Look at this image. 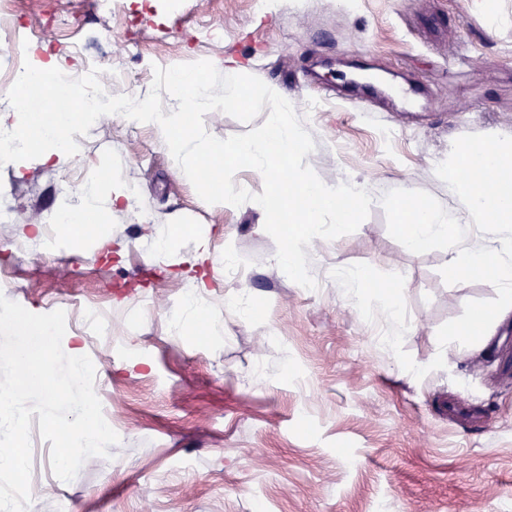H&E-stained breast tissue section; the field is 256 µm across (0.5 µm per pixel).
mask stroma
<instances>
[{
    "mask_svg": "<svg viewBox=\"0 0 512 512\" xmlns=\"http://www.w3.org/2000/svg\"><path fill=\"white\" fill-rule=\"evenodd\" d=\"M217 28L215 40L198 32ZM49 44L75 89L87 69L96 87L171 108L173 69L193 70L216 95L226 56L246 67L247 95L273 87L302 128L285 169L327 185L361 183L343 220L322 214L297 274L281 268L286 245L277 199L260 176H228L229 207L210 199L204 158L174 165L156 129L110 112L71 135L84 164L23 167L0 161V294L33 313L66 314L63 344L80 338L94 364L103 415L119 435L108 456L57 478L50 442L31 429L40 463L27 512H512V314L487 348L449 350L445 367L415 378L376 342L385 317L362 319L332 278L336 265L367 263L405 279V351L416 364L439 355L437 331L471 300L496 298L486 282L446 283L449 250L409 251L387 229L393 189L457 204L436 166L458 137L512 136V0H0V49ZM421 85L419 109L351 89L355 74ZM268 105L198 114L206 140L258 136ZM107 170L136 191L133 209L88 234L52 215ZM268 198L267 209L256 198ZM183 224L163 252L154 237ZM41 225L33 242L26 225ZM108 238L106 257L94 246ZM231 253L238 278L203 263L202 323L178 318L190 290L187 258ZM108 314L89 327L85 305ZM469 400L472 426L449 419Z\"/></svg>",
    "mask_w": 512,
    "mask_h": 512,
    "instance_id": "stroma-1",
    "label": "stroma"
}]
</instances>
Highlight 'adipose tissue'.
I'll list each match as a JSON object with an SVG mask.
<instances>
[{
    "label": "adipose tissue",
    "instance_id": "ef3b65f1",
    "mask_svg": "<svg viewBox=\"0 0 512 512\" xmlns=\"http://www.w3.org/2000/svg\"><path fill=\"white\" fill-rule=\"evenodd\" d=\"M24 81L14 84L8 108L0 111V132L15 142L8 160H16L18 154L37 152L44 159H57L61 163H81V156L71 144L70 133L83 126L86 112H30L22 94ZM175 107L160 110L148 99L131 103L125 100L105 98L104 106L112 112H122L140 124L156 128L169 143L174 157L187 152L208 155L215 164L207 183L219 203L232 204L235 195L224 183V170L229 164L247 166L262 176L275 190L279 200L293 223H301L302 212L314 214L335 213L349 196L355 194V186L340 184L325 186L311 180L284 177L280 170L282 160L293 158L303 145L301 131L291 122L288 100L277 89L269 88L260 98L271 107L272 116L259 136L237 144L214 143L195 136L192 121L201 112H221L238 107L243 101L242 90L231 86L225 95H212L206 82L198 75L186 72L169 88ZM133 193L124 185L96 178L90 179L80 189L77 201L56 218L60 224L108 223L112 210L118 205H129Z\"/></svg>",
    "mask_w": 512,
    "mask_h": 512
}]
</instances>
